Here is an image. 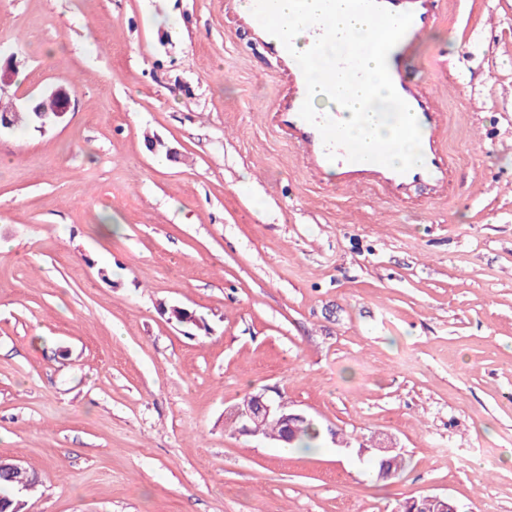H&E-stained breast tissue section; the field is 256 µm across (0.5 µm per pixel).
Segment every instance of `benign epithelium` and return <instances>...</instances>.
Segmentation results:
<instances>
[{
	"instance_id": "benign-epithelium-1",
	"label": "benign epithelium",
	"mask_w": 512,
	"mask_h": 512,
	"mask_svg": "<svg viewBox=\"0 0 512 512\" xmlns=\"http://www.w3.org/2000/svg\"><path fill=\"white\" fill-rule=\"evenodd\" d=\"M231 416L240 422V431L254 437L264 436L268 422L282 427L281 440L287 442L300 424L308 420V415L293 408L282 396L273 397L268 392H260L250 397L249 402L237 405ZM426 512H458L455 502L446 495L428 494L423 497Z\"/></svg>"
}]
</instances>
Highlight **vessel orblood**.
<instances>
[{
	"instance_id": "1",
	"label": "vessel or blood",
	"mask_w": 512,
	"mask_h": 512,
	"mask_svg": "<svg viewBox=\"0 0 512 512\" xmlns=\"http://www.w3.org/2000/svg\"><path fill=\"white\" fill-rule=\"evenodd\" d=\"M438 0H353L355 11L374 20L387 21L397 46L386 54L382 79L396 105L394 118L419 134V159L402 166L392 165L388 152L371 148L344 135L336 113L317 112L309 106L308 81L317 79L327 91L351 97L369 79L358 60L366 49L353 46L351 52L332 58L309 74L307 65L289 60L288 96L277 107L278 115L301 150V163L316 182L326 180L359 188L380 186L394 201L403 200L417 186L435 196L448 192L453 158L447 144L451 137L450 117L435 103L433 88L408 82L401 67L398 45L412 42L423 30L439 21ZM279 13V0H253L244 20L260 35H267V20ZM307 42L312 46L330 41L335 33L332 12H308L302 16Z\"/></svg>"
}]
</instances>
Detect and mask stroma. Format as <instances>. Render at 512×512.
Listing matches in <instances>:
<instances>
[{"instance_id":"1","label":"stroma","mask_w":512,"mask_h":512,"mask_svg":"<svg viewBox=\"0 0 512 512\" xmlns=\"http://www.w3.org/2000/svg\"><path fill=\"white\" fill-rule=\"evenodd\" d=\"M465 17L403 66L429 85L448 63L438 105L474 109L448 197L394 204L303 172L285 66L235 0H0V99L71 97L45 132H0V456L41 480L23 512H512V0ZM266 388L318 447L237 430ZM391 445L403 470L368 477Z\"/></svg>"}]
</instances>
